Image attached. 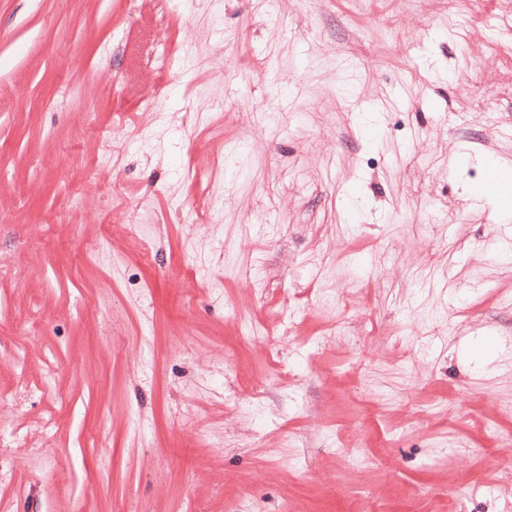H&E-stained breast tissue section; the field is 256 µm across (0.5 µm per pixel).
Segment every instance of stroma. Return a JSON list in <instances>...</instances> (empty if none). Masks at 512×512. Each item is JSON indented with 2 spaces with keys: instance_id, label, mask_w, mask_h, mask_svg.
<instances>
[{
  "instance_id": "35a3bbf8",
  "label": "stroma",
  "mask_w": 512,
  "mask_h": 512,
  "mask_svg": "<svg viewBox=\"0 0 512 512\" xmlns=\"http://www.w3.org/2000/svg\"><path fill=\"white\" fill-rule=\"evenodd\" d=\"M489 164L512 0H0V512H512Z\"/></svg>"
}]
</instances>
